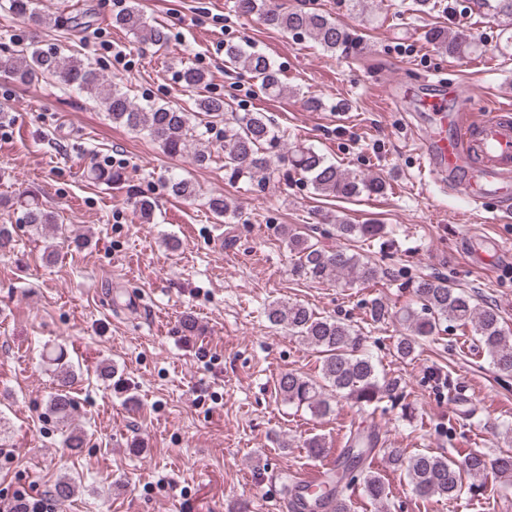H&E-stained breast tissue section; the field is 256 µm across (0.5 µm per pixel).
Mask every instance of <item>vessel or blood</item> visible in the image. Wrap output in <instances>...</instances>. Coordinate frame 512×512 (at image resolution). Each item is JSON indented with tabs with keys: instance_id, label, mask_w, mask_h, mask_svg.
Wrapping results in <instances>:
<instances>
[{
	"instance_id": "vessel-or-blood-1",
	"label": "vessel or blood",
	"mask_w": 512,
	"mask_h": 512,
	"mask_svg": "<svg viewBox=\"0 0 512 512\" xmlns=\"http://www.w3.org/2000/svg\"><path fill=\"white\" fill-rule=\"evenodd\" d=\"M415 98L432 121L420 134V168L433 183L463 189L480 214L512 208V111L502 108L473 120H462L472 100L461 82L437 81L431 89L405 87L391 91V103Z\"/></svg>"
}]
</instances>
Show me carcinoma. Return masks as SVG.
<instances>
[{"label":"carcinoma","instance_id":"carcinoma-1","mask_svg":"<svg viewBox=\"0 0 512 512\" xmlns=\"http://www.w3.org/2000/svg\"><path fill=\"white\" fill-rule=\"evenodd\" d=\"M235 12L242 16H255L265 25L294 36L306 37L330 52L345 51L353 47L348 28L329 14L321 11L285 10L276 0H234ZM467 8L495 20L504 19L500 49L512 51V0H468ZM0 9L14 18L36 27L59 25V19L42 13L37 0H0ZM113 23L135 35L146 45L163 47L168 34L164 28L151 25L134 0L126 10L113 17ZM425 38L438 52L460 58L477 50L478 43L467 36L448 35V29L433 26ZM224 62L250 75L257 92L268 97H279L286 91L281 73L275 62L263 53L249 50L239 43L224 44ZM24 86L39 80H54L64 89L85 93L99 101L113 122L133 132H145L159 143L163 152L171 157L182 155L187 147L198 143L194 161L200 166L209 164L212 155L203 146V137L219 122H224V179L234 183L242 178L259 186L271 180L279 165L287 162L291 170L311 185L315 193L325 197L353 198L383 196L390 184L382 176L356 179L340 166L329 161L312 147L293 146L283 149L281 136L274 130L271 120L263 112H245L228 119L224 117L225 102L221 97L202 92L208 84L207 73L190 64L181 65L177 79L183 87L197 93L195 110L165 104H139L133 101L118 83L94 64L77 55H66L52 45L25 46L20 49L0 45V77ZM124 172L109 167L91 169L90 179L107 186L123 181ZM170 193L183 200L197 197L198 189L188 178L172 175L168 178ZM21 208L17 222L41 232L47 228L58 234L57 215L31 199H18ZM207 209L218 219H226L230 206L224 196L207 197ZM336 244L326 247L310 234L285 233L288 250L295 257L292 271L312 281L352 279L368 283L376 279L378 270L364 255L351 248L353 243H371L390 236L383 224H351L341 220L334 225ZM412 289L420 308H403L392 312L381 299L370 302L369 316L374 323L397 320L405 329L394 344V356L412 359L421 343L439 334L445 322L470 330L475 341L490 359L493 368L512 376V333L505 329L498 309L479 306L472 295L462 288L448 286L441 277L420 278L406 284ZM265 318L273 328H286L320 354L319 379L314 380L299 372L288 371L277 379V394L283 402L306 407L315 416L333 411L325 391L344 398L360 411L378 406L388 398H397L396 383L387 378L373 357L362 351L363 337L340 320L314 313L308 307L294 303L274 301L265 308ZM64 353L56 355L60 363L56 369V387L49 395L51 414L60 422L72 418L76 402L70 395L75 375L63 362ZM379 437L374 430L351 435L344 448V461L332 470L327 482L311 494L304 492L299 498L310 497L331 512H351V485L342 482L343 474L359 469L362 495L372 503L388 498L384 477L367 463L375 452L382 453L387 463L406 473L415 494L420 498L441 497L454 500L461 497L468 478H477L493 471L512 478V451H504L493 461L484 454L468 452L460 459L428 450L406 458L396 448L378 447ZM76 485L68 477L60 478L53 495L65 501L75 494Z\"/></svg>","mask_w":512,"mask_h":512}]
</instances>
